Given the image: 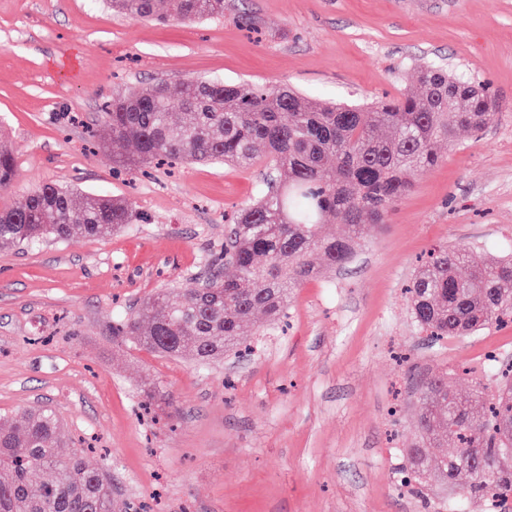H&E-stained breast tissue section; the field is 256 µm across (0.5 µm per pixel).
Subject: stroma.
I'll return each instance as SVG.
<instances>
[{
    "instance_id": "obj_1",
    "label": "stroma",
    "mask_w": 512,
    "mask_h": 512,
    "mask_svg": "<svg viewBox=\"0 0 512 512\" xmlns=\"http://www.w3.org/2000/svg\"><path fill=\"white\" fill-rule=\"evenodd\" d=\"M425 63L488 83L494 120L441 147L349 263L293 289L288 328L204 366L113 343L115 315L209 273L225 214L252 200L264 167L115 173L105 101L211 78L366 104L415 91ZM0 138L17 164L0 209L56 183L143 215L105 238L0 246V413L52 406L90 464L111 462L115 512H434L447 500L435 482L399 483L421 383L447 368L454 389L495 394L481 362H512V326L430 339L404 289L438 246L512 251V0H224L221 17L166 26L104 0H0ZM154 380L167 395L148 414Z\"/></svg>"
}]
</instances>
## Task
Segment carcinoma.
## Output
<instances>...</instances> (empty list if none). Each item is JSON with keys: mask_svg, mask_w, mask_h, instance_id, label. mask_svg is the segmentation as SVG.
<instances>
[{"mask_svg": "<svg viewBox=\"0 0 512 512\" xmlns=\"http://www.w3.org/2000/svg\"><path fill=\"white\" fill-rule=\"evenodd\" d=\"M130 19L163 23L224 15V0H108ZM418 89L367 107L324 103L286 86L183 80L135 88L105 105L113 163L140 170L170 159L249 167L264 163L269 178L238 210L224 240V265L201 289L189 280L150 296L143 312L112 320V338L177 359L206 364L234 352L242 328L262 332L288 317L289 291L327 265L348 263L360 242L384 223L412 189L417 173L438 163L436 146L461 130L482 131L496 104L485 89L440 65L417 71ZM16 161L0 142V188L12 183ZM141 216L133 202L104 194L76 195L44 184L22 203L0 210V243L30 245L80 234L102 238ZM342 224V238L326 237ZM413 323L433 336H463L512 319V255L475 261L466 250L441 247L408 288ZM497 394L476 385L462 394L448 372L425 378L418 419L421 439L454 441L440 457L422 445L402 450L404 483H450L463 500L512 512V370ZM61 418L47 405L0 414V512H112L108 459L92 465L59 436ZM482 464L473 466V453ZM37 479L38 489L32 488Z\"/></svg>", "mask_w": 512, "mask_h": 512, "instance_id": "cac0c4a2", "label": "carcinoma"}]
</instances>
